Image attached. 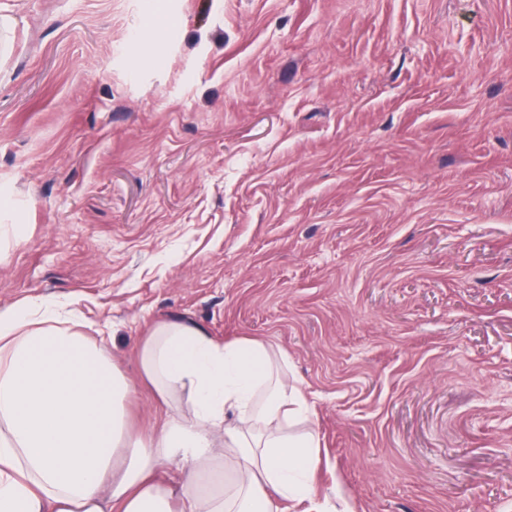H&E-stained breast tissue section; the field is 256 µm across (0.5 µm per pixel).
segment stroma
Instances as JSON below:
<instances>
[{
  "instance_id": "1",
  "label": "stroma",
  "mask_w": 512,
  "mask_h": 512,
  "mask_svg": "<svg viewBox=\"0 0 512 512\" xmlns=\"http://www.w3.org/2000/svg\"><path fill=\"white\" fill-rule=\"evenodd\" d=\"M0 0V308L137 382L158 318L288 356L334 512H512V0Z\"/></svg>"
}]
</instances>
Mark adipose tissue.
Returning a JSON list of instances; mask_svg holds the SVG:
<instances>
[{
    "label": "adipose tissue",
    "mask_w": 512,
    "mask_h": 512,
    "mask_svg": "<svg viewBox=\"0 0 512 512\" xmlns=\"http://www.w3.org/2000/svg\"><path fill=\"white\" fill-rule=\"evenodd\" d=\"M286 362L259 340L155 321L140 370L168 411L141 436L125 409L136 383L103 337L47 304L0 309V512H317L320 442L287 432L309 406ZM164 467L178 480H158Z\"/></svg>",
    "instance_id": "obj_1"
}]
</instances>
